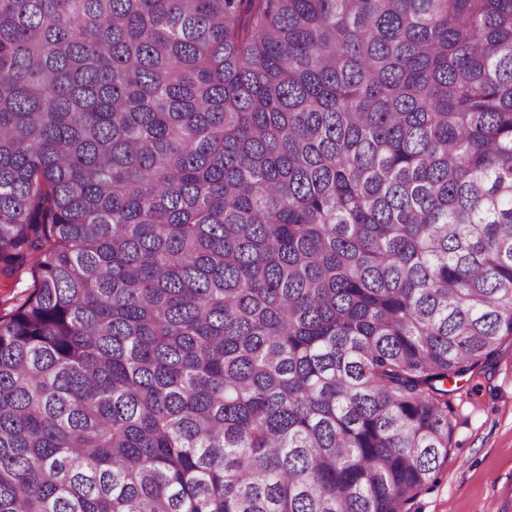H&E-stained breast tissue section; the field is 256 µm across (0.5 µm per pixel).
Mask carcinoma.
I'll return each mask as SVG.
<instances>
[{"mask_svg": "<svg viewBox=\"0 0 512 512\" xmlns=\"http://www.w3.org/2000/svg\"><path fill=\"white\" fill-rule=\"evenodd\" d=\"M0 512H403L512 338V0H0ZM31 274L24 271L16 277L0 279V317H9L25 301L33 289Z\"/></svg>", "mask_w": 512, "mask_h": 512, "instance_id": "1", "label": "carcinoma"}]
</instances>
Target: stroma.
Listing matches in <instances>:
<instances>
[{"instance_id":"stroma-1","label":"stroma","mask_w":512,"mask_h":512,"mask_svg":"<svg viewBox=\"0 0 512 512\" xmlns=\"http://www.w3.org/2000/svg\"><path fill=\"white\" fill-rule=\"evenodd\" d=\"M448 401V460L408 512H512V340Z\"/></svg>"}]
</instances>
